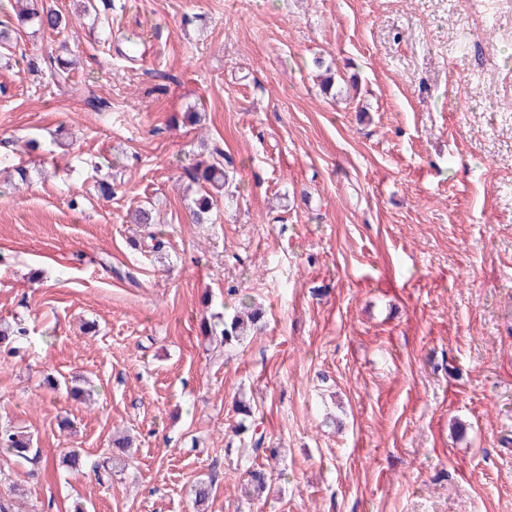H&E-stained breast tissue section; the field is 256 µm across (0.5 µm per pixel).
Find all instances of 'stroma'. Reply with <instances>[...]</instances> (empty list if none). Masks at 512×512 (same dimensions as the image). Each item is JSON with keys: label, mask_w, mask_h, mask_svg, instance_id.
Instances as JSON below:
<instances>
[{"label": "stroma", "mask_w": 512, "mask_h": 512, "mask_svg": "<svg viewBox=\"0 0 512 512\" xmlns=\"http://www.w3.org/2000/svg\"><path fill=\"white\" fill-rule=\"evenodd\" d=\"M55 3L64 34L0 50V325L29 329L0 347V425L41 456L0 452L13 512H196L201 482L205 512H512V10ZM50 53L66 84L27 70ZM218 142L236 192L195 224L181 173ZM148 203L158 252L128 218ZM244 301L260 330L204 333ZM87 383L89 403L66 392ZM239 402L263 450L234 436ZM118 432L133 445L99 482Z\"/></svg>", "instance_id": "obj_1"}]
</instances>
